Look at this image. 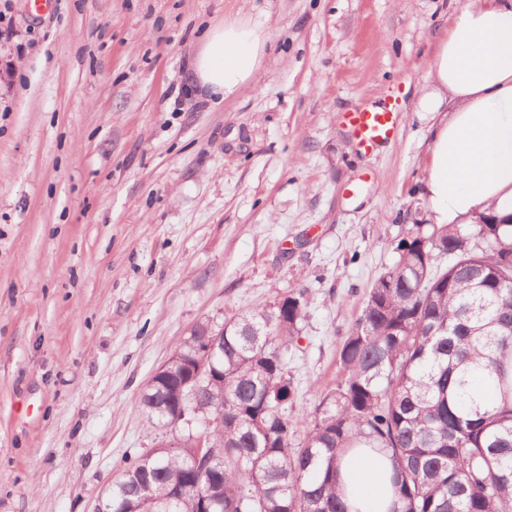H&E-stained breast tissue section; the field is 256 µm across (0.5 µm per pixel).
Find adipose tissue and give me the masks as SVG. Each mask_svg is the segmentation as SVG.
<instances>
[{
    "instance_id": "1",
    "label": "adipose tissue",
    "mask_w": 512,
    "mask_h": 512,
    "mask_svg": "<svg viewBox=\"0 0 512 512\" xmlns=\"http://www.w3.org/2000/svg\"><path fill=\"white\" fill-rule=\"evenodd\" d=\"M269 40L252 19L211 27L190 62L191 81L208 95L235 96L254 79ZM415 109L447 114L425 181L436 222L470 224L489 208L512 215V0H462L437 36ZM340 474L354 512H392L393 464L384 452L352 449Z\"/></svg>"
}]
</instances>
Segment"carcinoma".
<instances>
[{"mask_svg":"<svg viewBox=\"0 0 512 512\" xmlns=\"http://www.w3.org/2000/svg\"><path fill=\"white\" fill-rule=\"evenodd\" d=\"M340 341L341 379L294 435V378L285 354L307 319L292 288L222 325L200 321L171 358L198 355L196 335L224 330L220 398L185 404L174 423L180 368L148 381L141 408L186 438L208 433L224 464L193 472L194 448H151L123 460L106 494L111 512H352L338 463L351 448H380L394 466V512H512V224H436L402 239ZM224 419H218L219 412ZM186 490L170 497L173 484Z\"/></svg>","mask_w":512,"mask_h":512,"instance_id":"obj_1","label":"carcinoma"}]
</instances>
